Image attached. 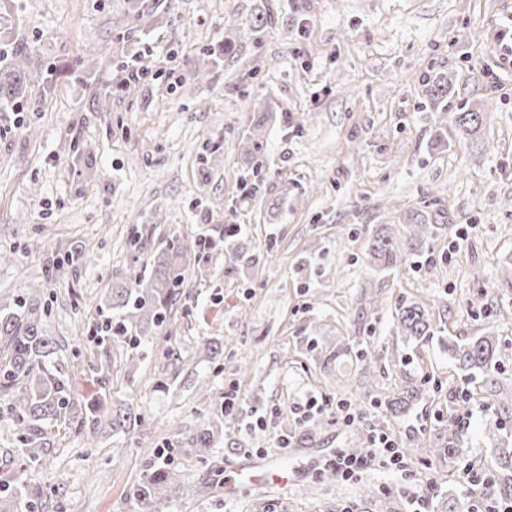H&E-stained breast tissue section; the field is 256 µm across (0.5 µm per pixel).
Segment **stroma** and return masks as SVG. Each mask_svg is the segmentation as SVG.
Segmentation results:
<instances>
[{"label":"stroma","mask_w":512,"mask_h":512,"mask_svg":"<svg viewBox=\"0 0 512 512\" xmlns=\"http://www.w3.org/2000/svg\"><path fill=\"white\" fill-rule=\"evenodd\" d=\"M262 13L272 22L257 41L225 54L230 22ZM510 16L512 0H171L141 26L125 0H0V37L32 48L31 68L53 73L34 101L0 105V252L14 256L0 265V308L42 282L43 246L92 253L50 289L43 331L78 407L106 397L143 418L92 443L52 429L49 465L23 475L43 494L40 512H133L129 488L147 473L149 448L172 449L173 467L196 488L159 512H404L403 497L383 492L396 475L319 472L374 427L417 443L431 512H464V458L512 490L502 457L512 408L498 404L512 391V63L496 38ZM205 51L219 65L199 81L186 61ZM136 55L151 75L116 90L120 62ZM436 71L453 81L444 113L425 105L424 79ZM98 89L111 94L106 108ZM463 107L479 111L477 133L436 142ZM260 116L266 135L251 167L239 144ZM244 180L259 183V200L238 202ZM282 195L280 217L267 220L265 199ZM409 209L446 212L449 226L428 253L377 274L366 259L374 231L389 224L405 235ZM147 224L162 234L239 225L253 261L201 253L181 309L136 362L128 342H91L87 326L113 278L144 269L160 247L162 234L132 245ZM409 301L459 341L496 336V368L468 381L440 341L407 343L393 316ZM204 337L221 350L211 364L197 356ZM365 345L375 354L367 365ZM243 359L246 378L235 373ZM99 360L110 363L103 381ZM408 381L426 399L390 415L386 401ZM463 387L477 410L452 435ZM231 388L243 409L225 418ZM313 396L358 411V421L301 422L296 409ZM219 417L200 458L196 438ZM287 430L291 447H275ZM451 435L464 458L430 462L427 448ZM247 458L285 462L289 487L237 485Z\"/></svg>","instance_id":"35a3bbf8"}]
</instances>
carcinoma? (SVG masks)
I'll use <instances>...</instances> for the list:
<instances>
[{
  "mask_svg": "<svg viewBox=\"0 0 512 512\" xmlns=\"http://www.w3.org/2000/svg\"><path fill=\"white\" fill-rule=\"evenodd\" d=\"M268 24V18L258 15L233 27L234 35L225 37L224 52L230 53L241 43L257 39ZM31 51H20L8 42L0 45V102L10 103L24 97L27 88L44 83L47 75L28 69ZM216 62L204 53L194 61L193 73L205 79L214 72ZM428 81L429 105L435 112L448 111V77L441 73L430 75ZM481 117L474 110L455 113L458 133L470 135L480 125ZM263 123L252 124L240 144L246 157L261 146ZM408 236L397 238L390 225L382 224L370 242L368 261L378 272L391 274L406 263L408 255L425 250L443 225L433 223L429 215L412 213L407 219ZM207 239L177 236L166 247L153 254L149 270L133 272L112 282V288L102 300L98 319L90 330L103 344L117 338L129 342L135 350L132 359L144 354L136 352L142 338L167 324L174 301L182 295L188 275L187 264L191 254L206 249ZM79 259L92 261L91 255L56 252L46 254L45 280L42 284L21 292L8 307L0 310V347L5 352L0 361V399L7 402L10 419L16 431L25 436V447L20 449L19 468L11 480L0 482V506L7 512H35L41 493L23 484L22 472L45 464L41 449L32 448V439L26 433L42 437L63 422L82 434L94 436L107 425L123 432L142 422L129 406L103 408L99 402L83 410L76 408L70 379L48 368V359L55 353L53 338L43 334L44 316L42 296L44 289L59 280L63 264ZM431 313L418 303L403 304L396 313L395 327L401 335L421 343L434 334ZM448 351L456 370L466 379L478 372H486L497 365V340L493 336H475L465 343L448 337ZM423 395V388L411 383L401 386L387 408L398 415L406 412ZM192 492V485L180 472L165 466L149 471L130 490L135 512H157L159 504L167 499L184 498Z\"/></svg>",
  "mask_w": 512,
  "mask_h": 512,
  "instance_id": "cac0c4a2",
  "label": "carcinoma"
}]
</instances>
